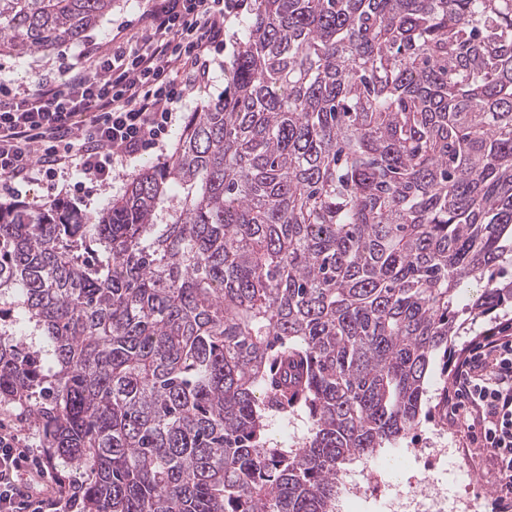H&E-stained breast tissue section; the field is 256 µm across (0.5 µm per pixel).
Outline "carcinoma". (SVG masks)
Instances as JSON below:
<instances>
[{"instance_id": "1", "label": "carcinoma", "mask_w": 512, "mask_h": 512, "mask_svg": "<svg viewBox=\"0 0 512 512\" xmlns=\"http://www.w3.org/2000/svg\"><path fill=\"white\" fill-rule=\"evenodd\" d=\"M110 11L0 0V54ZM227 79L102 212L0 204V401L86 512H336L461 315L512 304V0H256ZM267 433L272 442L282 443V441L288 437V441L293 436L297 438V441L303 440L308 436L310 423L307 418H281L272 417L267 422Z\"/></svg>"}]
</instances>
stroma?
<instances>
[{
  "mask_svg": "<svg viewBox=\"0 0 512 512\" xmlns=\"http://www.w3.org/2000/svg\"><path fill=\"white\" fill-rule=\"evenodd\" d=\"M245 3V10L225 24L223 48L209 53L212 64L207 85L190 93L179 103L181 121L172 126L162 146L144 150L128 160L124 176L113 180L109 187L87 185L81 200L75 203L79 211L93 215L105 209L112 199L121 197L125 192L128 176L163 163L172 155L181 131L180 124L188 120L191 112L223 98L227 85L224 69L237 51L242 36V22L249 17V7L254 0H245ZM151 6L152 0H113L111 13L97 28L90 31L84 43L65 44L49 52L0 55V83L18 91H33L37 88L39 74L69 66L78 61L88 47L95 45L109 48L120 45L135 48L144 31L145 15ZM438 443L445 444L450 449H461L466 461L462 468L458 467L456 459L453 458L444 463L448 470L449 499L468 496L479 500V512H512V507L505 509L497 503L492 491L494 475L485 464L481 450L452 422L442 428L434 418H421L418 428L411 431L408 438L400 440L397 447L382 452L371 462L368 475L398 491L409 492L423 479L425 465L423 459L405 458L403 448L413 444L430 448Z\"/></svg>",
  "mask_w": 512,
  "mask_h": 512,
  "instance_id": "35a3bbf8",
  "label": "stroma"
}]
</instances>
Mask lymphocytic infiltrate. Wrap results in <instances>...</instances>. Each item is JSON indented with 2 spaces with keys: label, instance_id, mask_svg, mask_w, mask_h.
Returning a JSON list of instances; mask_svg holds the SVG:
<instances>
[{
  "label": "lymphocytic infiltrate",
  "instance_id": "lymphocytic-infiltrate-1",
  "mask_svg": "<svg viewBox=\"0 0 512 512\" xmlns=\"http://www.w3.org/2000/svg\"><path fill=\"white\" fill-rule=\"evenodd\" d=\"M241 0H160L139 47L90 50L80 65L43 74L34 92L0 86V188L73 169L110 185L119 161L159 146L175 106L209 79L208 52L224 44L227 17ZM448 406L480 443L496 473L493 493L512 504V326L473 342L455 364ZM36 470L41 488L21 489ZM76 485L54 478L18 430L0 425V512H75Z\"/></svg>",
  "mask_w": 512,
  "mask_h": 512
}]
</instances>
